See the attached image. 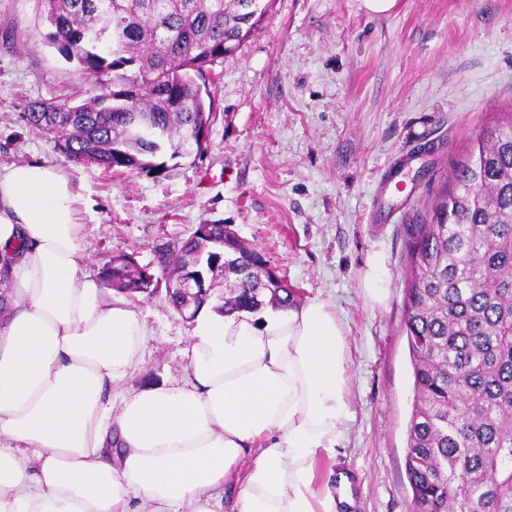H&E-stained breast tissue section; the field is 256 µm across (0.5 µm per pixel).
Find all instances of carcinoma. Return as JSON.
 <instances>
[{
  "label": "carcinoma",
  "instance_id": "1",
  "mask_svg": "<svg viewBox=\"0 0 512 512\" xmlns=\"http://www.w3.org/2000/svg\"><path fill=\"white\" fill-rule=\"evenodd\" d=\"M46 42L99 89L23 113L76 164L161 173L212 106L197 79L240 41L262 0H40ZM405 328L413 370L406 474L412 512H512V119L480 138L408 244ZM223 263H218L219 259ZM267 260L224 224L100 274L128 297L224 270V312L286 307Z\"/></svg>",
  "mask_w": 512,
  "mask_h": 512
}]
</instances>
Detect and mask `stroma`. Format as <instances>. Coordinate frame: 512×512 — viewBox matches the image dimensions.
Listing matches in <instances>:
<instances>
[{"mask_svg": "<svg viewBox=\"0 0 512 512\" xmlns=\"http://www.w3.org/2000/svg\"><path fill=\"white\" fill-rule=\"evenodd\" d=\"M265 5L205 77L214 117L201 151L148 174L70 163L26 128L28 104L82 79L46 44L38 0H0V171L40 162L67 176L94 269L132 252L148 264L197 225L226 224L297 302L329 300L348 332L353 415L317 477H350L344 512H411L407 245L474 140L512 112V0H396L386 14L363 0ZM374 258L380 305L362 284ZM134 304L148 335L125 390L184 378L194 322L161 294Z\"/></svg>", "mask_w": 512, "mask_h": 512, "instance_id": "stroma-1", "label": "stroma"}]
</instances>
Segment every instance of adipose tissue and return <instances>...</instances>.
<instances>
[{
    "label": "adipose tissue",
    "instance_id": "adipose-tissue-1",
    "mask_svg": "<svg viewBox=\"0 0 512 512\" xmlns=\"http://www.w3.org/2000/svg\"><path fill=\"white\" fill-rule=\"evenodd\" d=\"M77 204L61 171L0 174V512H338L314 486L352 416L335 306L203 305L186 377L117 393L146 325L90 267Z\"/></svg>",
    "mask_w": 512,
    "mask_h": 512
}]
</instances>
